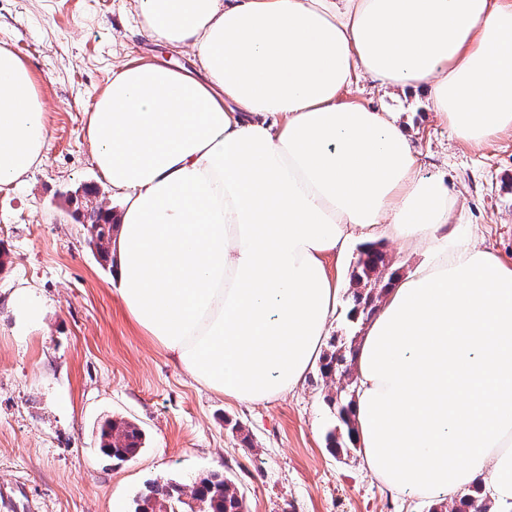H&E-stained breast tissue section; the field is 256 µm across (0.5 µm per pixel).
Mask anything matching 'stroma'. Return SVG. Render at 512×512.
Segmentation results:
<instances>
[{
    "label": "stroma",
    "instance_id": "1",
    "mask_svg": "<svg viewBox=\"0 0 512 512\" xmlns=\"http://www.w3.org/2000/svg\"><path fill=\"white\" fill-rule=\"evenodd\" d=\"M0 46L30 67L45 100L50 149L21 183L0 186V512H133L153 480L230 477L247 512H427L430 501L390 493L361 457L332 455L334 416L318 369L285 396L242 403L200 386L159 350L118 301L110 264L68 198L84 185L122 212L92 161L87 114L124 63L143 59L190 72L191 49L142 33L136 0H0ZM357 101L404 126L423 175L458 195L459 229L512 262V135L476 150L453 141L421 93L368 81ZM360 239L335 265L340 301L328 333L358 335L346 318ZM25 289L45 314L25 333L13 298ZM133 422L144 443L130 461L99 448L109 418Z\"/></svg>",
    "mask_w": 512,
    "mask_h": 512
}]
</instances>
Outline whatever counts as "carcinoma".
<instances>
[{
  "instance_id": "carcinoma-1",
  "label": "carcinoma",
  "mask_w": 512,
  "mask_h": 512,
  "mask_svg": "<svg viewBox=\"0 0 512 512\" xmlns=\"http://www.w3.org/2000/svg\"><path fill=\"white\" fill-rule=\"evenodd\" d=\"M94 237L90 243L99 256L106 260L112 254L113 232L117 225L105 219L101 224H93ZM387 264L384 253L374 243L364 244L359 252L356 266L352 272L351 302L348 319L353 324H367L378 311V303L385 296L393 278L383 279ZM333 350L326 352L320 359L319 371L323 378L338 380L333 395H326V401L336 411V424L326 435L327 447L332 453L347 454L354 442L355 414L353 412L356 379L353 378L357 349L351 346L346 350L336 347L331 340ZM143 432L135 424L126 420L108 419L100 427V450L116 461H127L135 457L141 449ZM192 500L200 512H245L243 496L239 494L234 482L228 476L218 472L199 478L192 483ZM184 484L173 481L154 480L145 487V491L135 500L134 512H181ZM428 512H490L486 500L473 494H465L458 505L448 508V504L439 502L432 505Z\"/></svg>"
}]
</instances>
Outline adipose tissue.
<instances>
[{
  "instance_id": "ef3b65f1",
  "label": "adipose tissue",
  "mask_w": 512,
  "mask_h": 512,
  "mask_svg": "<svg viewBox=\"0 0 512 512\" xmlns=\"http://www.w3.org/2000/svg\"><path fill=\"white\" fill-rule=\"evenodd\" d=\"M147 36L200 74L134 61L88 114L125 200L118 296L202 387L260 403L314 364L340 284L329 267L383 234L427 261L390 288L357 348L355 445L402 495L491 477L512 502V263L464 233L360 79L428 93L473 149L512 133V0H136ZM50 142L24 60L0 46V186Z\"/></svg>"
}]
</instances>
